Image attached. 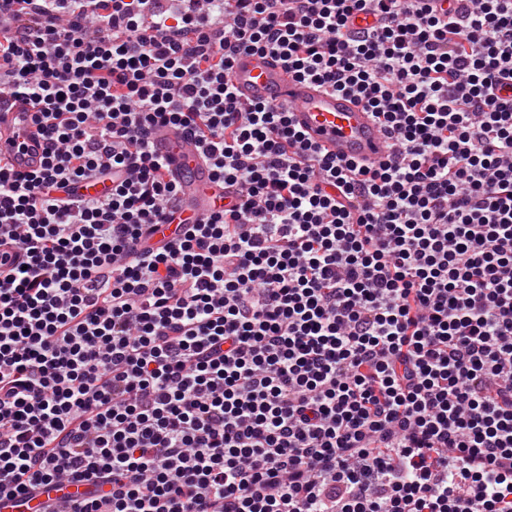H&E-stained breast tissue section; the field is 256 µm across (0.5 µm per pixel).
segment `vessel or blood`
Instances as JSON below:
<instances>
[{"instance_id":"vessel-or-blood-1","label":"vessel or blood","mask_w":512,"mask_h":512,"mask_svg":"<svg viewBox=\"0 0 512 512\" xmlns=\"http://www.w3.org/2000/svg\"><path fill=\"white\" fill-rule=\"evenodd\" d=\"M229 79L243 101L267 100L290 107L294 124L326 155L374 165L388 153L386 135L373 113L356 97L292 77L271 54L238 53ZM152 140L179 183L177 211L156 227L154 239L162 243L177 238L181 225L203 222L224 205L225 199L209 164L184 148L182 128L155 127ZM45 147L43 131L29 102L17 99L9 109L0 111V164L17 172L35 170L41 165ZM123 177L122 171L108 168L79 183L74 193L103 199ZM85 490L82 484L44 485L28 495L0 498V512H43L48 503H67L80 498Z\"/></svg>"}]
</instances>
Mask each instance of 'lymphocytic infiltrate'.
Returning a JSON list of instances; mask_svg holds the SVG:
<instances>
[{"instance_id":"1","label":"lymphocytic infiltrate","mask_w":512,"mask_h":512,"mask_svg":"<svg viewBox=\"0 0 512 512\" xmlns=\"http://www.w3.org/2000/svg\"><path fill=\"white\" fill-rule=\"evenodd\" d=\"M0 0V496L72 512H512V0ZM372 15L373 26L354 19ZM358 97L391 152L326 156L239 52ZM234 189L173 243L156 126ZM104 200L56 197L102 167ZM34 112L23 99L0 111V164L17 172L35 170L43 160L46 140ZM85 490L86 486L83 484L43 485L32 494L2 496L0 512H42L48 503H67L80 498Z\"/></svg>"}]
</instances>
